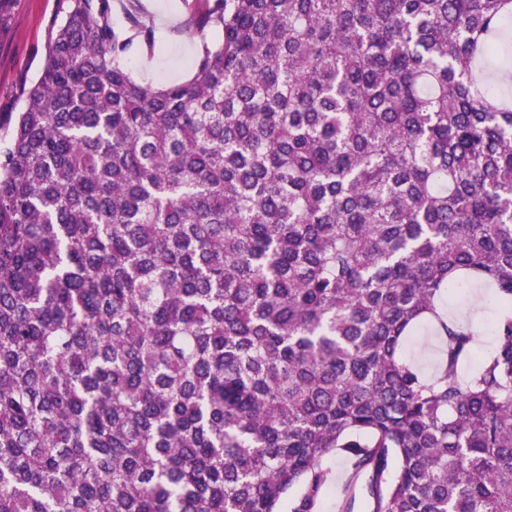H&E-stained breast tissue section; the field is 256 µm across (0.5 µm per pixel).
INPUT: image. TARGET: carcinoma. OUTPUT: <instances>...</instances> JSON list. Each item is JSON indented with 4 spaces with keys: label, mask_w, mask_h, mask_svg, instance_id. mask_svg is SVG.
Here are the masks:
<instances>
[{
    "label": "carcinoma",
    "mask_w": 512,
    "mask_h": 512,
    "mask_svg": "<svg viewBox=\"0 0 512 512\" xmlns=\"http://www.w3.org/2000/svg\"><path fill=\"white\" fill-rule=\"evenodd\" d=\"M197 2L155 87L57 0L0 119V512H512V0ZM422 337L425 340V351L419 350L416 345H407L404 353L417 361L426 372H432L434 369L433 339L428 332L424 333ZM323 466L331 473L333 490L330 492L331 495L326 497L319 512H337L336 500L345 485L349 466L343 457L335 454L326 456L323 459Z\"/></svg>",
    "instance_id": "carcinoma-1"
}]
</instances>
